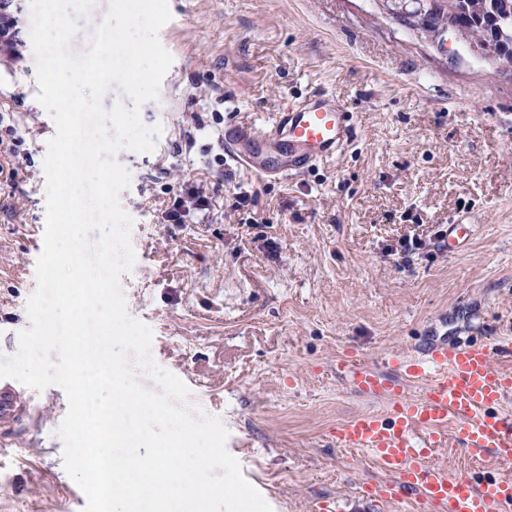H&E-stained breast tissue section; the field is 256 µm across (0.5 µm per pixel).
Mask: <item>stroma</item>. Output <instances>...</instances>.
Listing matches in <instances>:
<instances>
[{
	"label": "stroma",
	"instance_id": "1",
	"mask_svg": "<svg viewBox=\"0 0 512 512\" xmlns=\"http://www.w3.org/2000/svg\"><path fill=\"white\" fill-rule=\"evenodd\" d=\"M168 3L158 37L173 63L139 111L162 132L153 151L116 156L138 259L120 284L129 316L153 332L152 361L224 423L228 452L271 512H431L414 496L367 497L382 473L329 434L387 404L352 393L333 366L417 354L433 329L462 346L512 340V67L457 32L422 39L380 0ZM14 10L18 41L0 57V135L21 137L20 167L0 174L3 356L31 326L33 232L46 225L43 160L56 132L37 100L30 0ZM317 91L354 128L335 162L284 179L218 164L225 127L259 130ZM186 175L213 209L174 234L159 212L165 186ZM231 183L249 204L226 206ZM452 224L475 227L456 252L441 240ZM33 397L37 421L0 452V512H76L59 434L67 396L51 385ZM431 461L454 478H512V462L453 435Z\"/></svg>",
	"mask_w": 512,
	"mask_h": 512
}]
</instances>
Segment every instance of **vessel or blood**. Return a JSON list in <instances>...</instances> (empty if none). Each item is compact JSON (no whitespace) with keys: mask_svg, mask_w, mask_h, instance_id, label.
Returning <instances> with one entry per match:
<instances>
[{"mask_svg":"<svg viewBox=\"0 0 512 512\" xmlns=\"http://www.w3.org/2000/svg\"><path fill=\"white\" fill-rule=\"evenodd\" d=\"M352 135L349 116L334 100L314 97L275 114L257 132L224 131L227 156L259 178L290 176L335 159ZM335 371L359 397L385 400L386 414L367 411L334 428L337 447L363 450L386 479L366 485L368 497L388 500L406 493L438 512H512V480L471 483L429 464L432 449L456 436L463 447L512 457V415L501 405L512 396V373L496 368L488 349L431 339L415 355H393L381 366L348 356ZM417 393H410L411 385ZM36 411L24 387L0 379V446L12 447L20 427Z\"/></svg>","mask_w":512,"mask_h":512,"instance_id":"1","label":"vessel or blood"}]
</instances>
